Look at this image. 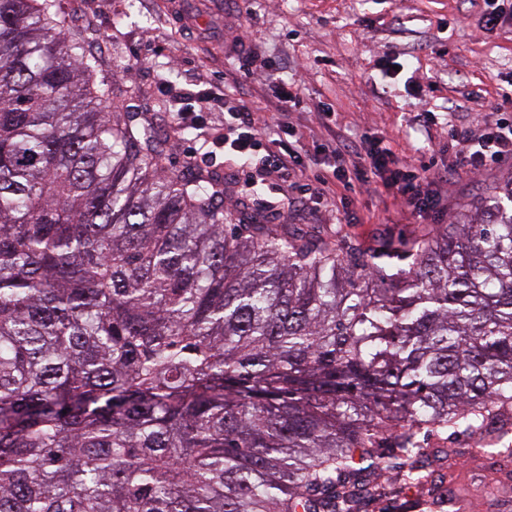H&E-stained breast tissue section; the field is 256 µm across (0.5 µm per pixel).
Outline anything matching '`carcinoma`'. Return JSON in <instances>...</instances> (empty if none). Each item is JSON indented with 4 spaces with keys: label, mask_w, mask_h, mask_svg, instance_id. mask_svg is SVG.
I'll return each instance as SVG.
<instances>
[{
    "label": "carcinoma",
    "mask_w": 512,
    "mask_h": 512,
    "mask_svg": "<svg viewBox=\"0 0 512 512\" xmlns=\"http://www.w3.org/2000/svg\"><path fill=\"white\" fill-rule=\"evenodd\" d=\"M56 0H0V512H354L512 430V179L378 253L224 223Z\"/></svg>",
    "instance_id": "obj_1"
}]
</instances>
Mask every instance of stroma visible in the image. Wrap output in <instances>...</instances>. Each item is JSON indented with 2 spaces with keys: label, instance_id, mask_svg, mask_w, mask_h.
Masks as SVG:
<instances>
[{
  "label": "stroma",
  "instance_id": "1",
  "mask_svg": "<svg viewBox=\"0 0 512 512\" xmlns=\"http://www.w3.org/2000/svg\"><path fill=\"white\" fill-rule=\"evenodd\" d=\"M63 13L88 25L104 75L123 89L133 111L161 134L166 170L187 162L224 175V216L230 224H291L340 242L376 250L422 227L450 223L478 208L493 187L512 178L506 161L475 176L449 173L455 149L448 127L494 120L512 108V18L486 27L474 0H58ZM411 58L413 79L381 82L379 69ZM304 65L299 104L278 113V89L246 76V67H272L285 79ZM202 81L215 99L206 113L207 138L173 127L174 88ZM249 107L267 135L251 160L246 185L238 153L224 146L227 111ZM287 120L306 152L302 170L266 165L277 153ZM376 131L398 157L427 165L438 203L417 218L400 212L385 189L322 186L314 176L334 160L331 144ZM424 457L437 487L421 512H451L449 498L466 496L470 512H512V458L476 454L468 434L445 432Z\"/></svg>",
  "mask_w": 512,
  "mask_h": 512
}]
</instances>
